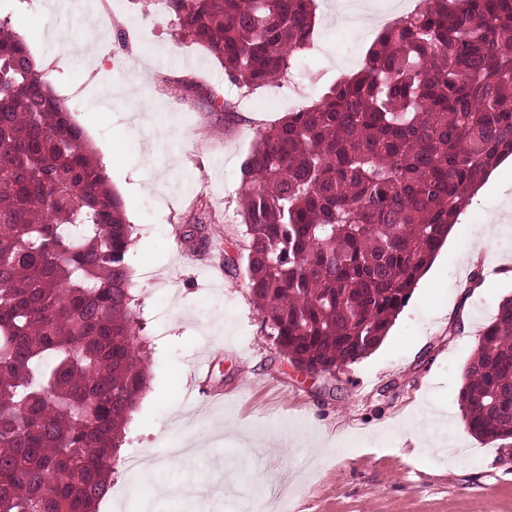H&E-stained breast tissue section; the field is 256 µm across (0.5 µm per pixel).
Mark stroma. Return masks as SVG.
Masks as SVG:
<instances>
[{
	"instance_id": "35a3bbf8",
	"label": "stroma",
	"mask_w": 512,
	"mask_h": 512,
	"mask_svg": "<svg viewBox=\"0 0 512 512\" xmlns=\"http://www.w3.org/2000/svg\"><path fill=\"white\" fill-rule=\"evenodd\" d=\"M89 2L0 0V13L20 23L134 226L149 381L96 512H234L241 500L265 512H512V439L471 435L457 402L484 327L512 295V159L460 216L382 345L331 376L300 371L263 329L245 269L224 265L245 255L241 164L271 124L360 69L375 29L340 24L339 0H317L305 59L246 94L153 0H118L112 17ZM116 68L124 79L111 78ZM217 91L229 111L212 108ZM196 218L202 245L186 236ZM488 224L500 231L486 243ZM431 410L428 438L413 419ZM226 420L233 436L216 432ZM256 432L267 447L250 446ZM182 440L195 453L175 466L167 450ZM132 459L151 460L152 476L129 469ZM188 475L222 496L159 495Z\"/></svg>"
}]
</instances>
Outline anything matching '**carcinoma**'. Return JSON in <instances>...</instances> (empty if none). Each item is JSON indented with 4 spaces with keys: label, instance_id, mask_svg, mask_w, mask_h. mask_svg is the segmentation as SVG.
Listing matches in <instances>:
<instances>
[{
    "label": "carcinoma",
    "instance_id": "carcinoma-1",
    "mask_svg": "<svg viewBox=\"0 0 512 512\" xmlns=\"http://www.w3.org/2000/svg\"><path fill=\"white\" fill-rule=\"evenodd\" d=\"M178 35L248 91L284 79L316 0H167ZM512 155V0H422L360 71L288 113L241 165L247 285L311 373L380 347L475 186ZM121 197L0 15V512H94L147 388ZM458 403L512 439V298Z\"/></svg>",
    "mask_w": 512,
    "mask_h": 512
}]
</instances>
